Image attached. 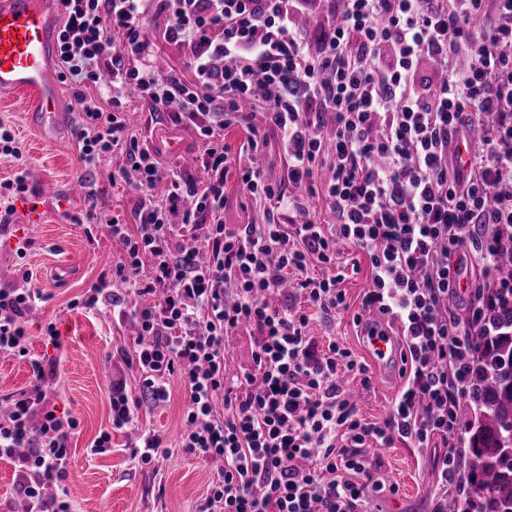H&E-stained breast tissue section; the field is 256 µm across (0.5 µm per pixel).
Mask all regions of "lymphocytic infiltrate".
<instances>
[{
  "label": "lymphocytic infiltrate",
  "instance_id": "lymphocytic-infiltrate-1",
  "mask_svg": "<svg viewBox=\"0 0 512 512\" xmlns=\"http://www.w3.org/2000/svg\"><path fill=\"white\" fill-rule=\"evenodd\" d=\"M337 2L312 44L296 23L303 0H62L57 57L61 79L83 87L80 157L93 170L116 149L137 171L136 225H106L122 260L81 300L132 319L142 336L143 398L114 397L112 426L132 424L141 401H165V379L178 375L189 393L179 446L216 472L199 512H364L376 484L370 450L399 439L441 444L438 484L447 492L455 481L469 339L484 331L496 282L474 289L467 316L450 301L469 257L488 267L512 250L496 234L512 224V0ZM162 42L189 48L191 79L156 69ZM126 88L194 129L201 177L159 166L125 122ZM231 125L246 132L234 156L224 149ZM269 129L288 146L294 194L255 164ZM322 162L332 224L304 217ZM232 166L242 191L267 203L263 223L225 224ZM187 196L194 208H181ZM200 226L198 249L185 250L182 237ZM341 240L371 270L356 326L402 345L405 384L379 422L342 382L352 372L369 384L367 364L336 341L320 347L296 306L303 297L326 315L343 307L342 275L308 273L335 265ZM40 299L34 288L0 289V353L28 355L24 319ZM244 327L257 332L253 367L233 371L225 341ZM31 367L35 384L0 417V459L19 464L26 512H70L43 489L66 481L78 421L47 409L44 370Z\"/></svg>",
  "mask_w": 512,
  "mask_h": 512
}]
</instances>
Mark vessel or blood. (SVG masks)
<instances>
[{"label": "vessel or blood", "mask_w": 512, "mask_h": 512, "mask_svg": "<svg viewBox=\"0 0 512 512\" xmlns=\"http://www.w3.org/2000/svg\"><path fill=\"white\" fill-rule=\"evenodd\" d=\"M59 8L60 0H0V94L31 98L28 123L48 139L69 125L73 109L53 72ZM369 346L383 364L400 368L395 337H371Z\"/></svg>", "instance_id": "obj_1"}]
</instances>
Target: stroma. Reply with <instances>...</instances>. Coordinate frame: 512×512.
Masks as SVG:
<instances>
[{
  "label": "stroma",
  "instance_id": "obj_1",
  "mask_svg": "<svg viewBox=\"0 0 512 512\" xmlns=\"http://www.w3.org/2000/svg\"><path fill=\"white\" fill-rule=\"evenodd\" d=\"M125 119L133 132L153 146L156 138L179 136L191 156H199L201 142L193 129L176 125L163 115L151 113L136 91L121 96ZM25 96L0 97V123L11 127L21 146V158L0 157V180L26 169L28 183L36 187L48 180L63 190L57 201L46 204L41 223L29 221L25 198L12 203L11 224L0 233V287L36 288L44 300L27 315L29 349L45 366L52 384L50 403L75 416L79 426L71 441L66 485L75 512H198L215 471L207 462L185 454L179 446L188 404L178 377L167 381L168 399L161 404L143 403L138 427L161 437L167 451L144 465L131 455L133 439L127 430L112 427V386L124 380L128 397H138L141 370L134 354L136 328L131 322L102 312L91 315L75 306L100 279L111 278L121 259L119 246L104 229L106 220L121 217L133 223V191L129 178L119 176L124 165L120 153L103 158L95 172H87L77 149L74 128H65L46 141L24 119ZM93 184L94 200L70 194L75 184ZM224 221L228 224H259L264 204L244 195L237 170H229L224 184ZM28 242L25 258H18L19 242ZM339 260L357 264L347 273L341 288L345 308L331 319L305 300L297 305L311 318V332L320 345L329 339L363 359L361 336L353 318L360 313L370 279L366 256L346 241L338 242ZM55 325L60 347L48 345L42 332ZM404 384L398 373H372L370 386L351 381L358 393L361 414L371 421L388 417ZM111 432L112 451L88 457L86 450L102 432ZM381 490H369L371 512H390L396 505L406 512H432L440 494L433 451L415 448L398 440L392 447L375 449Z\"/></svg>",
  "mask_w": 512,
  "mask_h": 512
}]
</instances>
